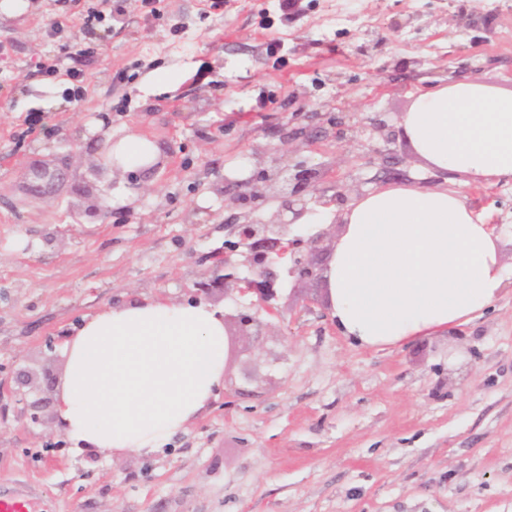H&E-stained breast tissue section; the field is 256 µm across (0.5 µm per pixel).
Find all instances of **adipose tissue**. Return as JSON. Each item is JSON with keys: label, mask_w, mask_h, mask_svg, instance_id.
<instances>
[{"label": "adipose tissue", "mask_w": 512, "mask_h": 512, "mask_svg": "<svg viewBox=\"0 0 512 512\" xmlns=\"http://www.w3.org/2000/svg\"><path fill=\"white\" fill-rule=\"evenodd\" d=\"M400 129L413 154L469 183H512V89L479 76L414 95ZM161 151L129 135L111 167L150 171ZM326 277L332 317L364 348L398 347L446 332L512 283L502 235L460 189L388 184L356 195ZM224 320L208 305L133 301L85 316L65 342L57 425L83 447L143 452L184 431L224 380Z\"/></svg>", "instance_id": "adipose-tissue-1"}]
</instances>
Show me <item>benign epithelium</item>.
Wrapping results in <instances>:
<instances>
[{"label": "benign epithelium", "instance_id": "1", "mask_svg": "<svg viewBox=\"0 0 512 512\" xmlns=\"http://www.w3.org/2000/svg\"><path fill=\"white\" fill-rule=\"evenodd\" d=\"M282 180L286 188L277 199L279 207L267 221L253 217V211L243 213L242 219L231 224L230 234L235 240L224 241V250L209 255L216 276L198 283L197 293L209 295L215 289L228 290V284L242 297H250V304L259 305L273 312L271 300L275 296L277 276L274 268L283 267L288 276L311 279L318 276L311 259L314 252L323 249L324 234L316 233L306 238L289 236V228L307 213L314 212L306 199L307 192L316 179V172L302 167L290 169L288 165L277 167L274 174L259 177L261 182ZM267 195L257 186L238 198L240 206L248 204L258 208ZM246 272H236L238 265Z\"/></svg>", "mask_w": 512, "mask_h": 512}]
</instances>
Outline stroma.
I'll use <instances>...</instances> for the list:
<instances>
[{"label": "stroma", "instance_id": "stroma-1", "mask_svg": "<svg viewBox=\"0 0 512 512\" xmlns=\"http://www.w3.org/2000/svg\"><path fill=\"white\" fill-rule=\"evenodd\" d=\"M157 8L28 0L0 13V495H27L34 512H512V286L451 332L383 350L333 325L326 279L280 274L277 317L246 340V300L217 290L224 383L185 432L148 454L101 453L58 428L65 333L134 299L191 302L241 184L283 159L324 171L327 197L444 186L364 117L397 126L413 92L475 73L512 89V0ZM396 18L409 22L398 33ZM313 109L326 138L284 142ZM130 134L162 150L149 173L106 168V140ZM39 169L62 175L44 196L28 191ZM465 192L512 225L511 183Z\"/></svg>", "mask_w": 512, "mask_h": 512}]
</instances>
